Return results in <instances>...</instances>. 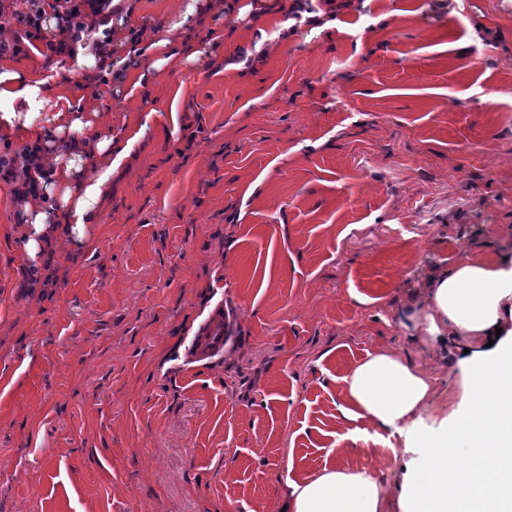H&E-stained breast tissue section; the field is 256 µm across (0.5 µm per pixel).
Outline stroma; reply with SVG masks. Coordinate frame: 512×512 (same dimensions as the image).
Masks as SVG:
<instances>
[{"instance_id": "stroma-1", "label": "stroma", "mask_w": 512, "mask_h": 512, "mask_svg": "<svg viewBox=\"0 0 512 512\" xmlns=\"http://www.w3.org/2000/svg\"><path fill=\"white\" fill-rule=\"evenodd\" d=\"M134 2L125 27L186 54L125 61L140 89L42 39L0 59L133 142L47 285L0 179V512H280L332 466L401 512L423 452L352 414L342 379L398 353L434 379L435 432L502 347L448 353L399 315L512 232V0H311L298 27L294 0H237L192 30L183 0ZM219 300L223 358L186 362Z\"/></svg>"}]
</instances>
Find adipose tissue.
Here are the masks:
<instances>
[{"label":"adipose tissue","instance_id":"obj_1","mask_svg":"<svg viewBox=\"0 0 512 512\" xmlns=\"http://www.w3.org/2000/svg\"><path fill=\"white\" fill-rule=\"evenodd\" d=\"M23 100L27 111L0 112V141L26 140L42 147L51 176L44 198L23 207L24 249L37 257L54 224L69 225L84 238L93 208L118 161L132 145L110 136L65 145L68 134L89 123L77 112H54L35 121L48 100L43 81L0 73V100ZM105 162L97 177L81 174L82 155ZM408 331L461 345L498 330L512 337V255L486 260L466 257L434 275L422 297L412 299L400 319ZM473 397L451 430L420 435L426 467L406 479L402 512H512V352L487 359L470 372ZM359 416L382 429L408 435L414 416L427 404L433 380L400 356L382 351L358 362L344 378ZM386 489L364 471L323 468L302 482H287L283 512H383Z\"/></svg>","mask_w":512,"mask_h":512}]
</instances>
